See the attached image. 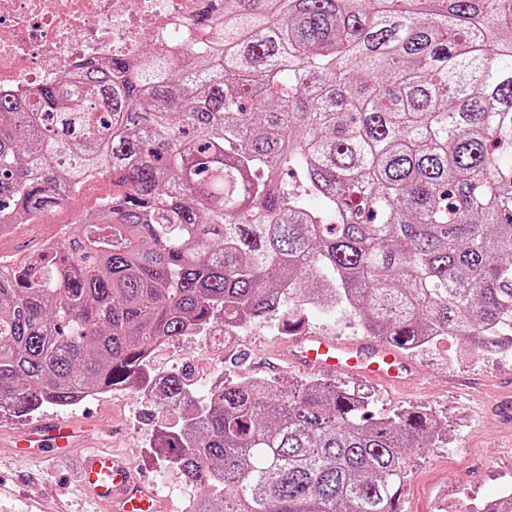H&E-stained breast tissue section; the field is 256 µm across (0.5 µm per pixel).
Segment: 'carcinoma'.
Segmentation results:
<instances>
[{
  "instance_id": "cac0c4a2",
  "label": "carcinoma",
  "mask_w": 512,
  "mask_h": 512,
  "mask_svg": "<svg viewBox=\"0 0 512 512\" xmlns=\"http://www.w3.org/2000/svg\"><path fill=\"white\" fill-rule=\"evenodd\" d=\"M147 49L0 94V224L112 192L41 263H0V405L152 384V348L330 300L368 336L512 349V0H204ZM321 205L312 207L310 198ZM325 380L163 378L151 447L191 512H399L421 406Z\"/></svg>"
}]
</instances>
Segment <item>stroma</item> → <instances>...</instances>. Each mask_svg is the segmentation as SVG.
Returning a JSON list of instances; mask_svg holds the SVG:
<instances>
[{
	"mask_svg": "<svg viewBox=\"0 0 512 512\" xmlns=\"http://www.w3.org/2000/svg\"><path fill=\"white\" fill-rule=\"evenodd\" d=\"M110 188V182L101 178L87 182L68 207L0 240V252L16 260L27 258L49 225L69 221L72 210L94 206ZM302 326L343 339L364 334L357 318L341 307L315 308L303 316ZM287 337L283 317L250 322L220 344L209 336H182L155 349L151 368L160 376L190 372L200 395L223 378L299 381L302 373L273 357ZM414 357L423 376L410 389L394 391L351 379L344 386L366 397L368 411L375 417L410 406L436 413L448 431V442L410 453L399 491L402 512H456L458 504L491 495L512 482V418L499 411L500 403L512 402V351L489 357L445 337L416 351ZM151 410L137 390L122 388L64 409L49 406L44 413L92 420L99 429L97 448L144 470L175 503L195 500V487L157 459L151 448ZM21 426L18 420L0 421V512H105L76 482V462L87 453V446L76 443L64 463L35 455L16 458L9 445L12 432Z\"/></svg>",
	"mask_w": 512,
	"mask_h": 512,
	"instance_id": "obj_1",
	"label": "stroma"
}]
</instances>
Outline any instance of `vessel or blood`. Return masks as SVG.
I'll return each instance as SVG.
<instances>
[{"mask_svg": "<svg viewBox=\"0 0 512 512\" xmlns=\"http://www.w3.org/2000/svg\"><path fill=\"white\" fill-rule=\"evenodd\" d=\"M280 359L307 373L341 375L351 379L403 388L421 372L419 363L394 344L374 339L341 340L303 333L289 339L278 351ZM83 429L57 417H46L24 429L14 442L22 449L36 443L40 453L65 460ZM82 488L109 512H176L172 501L159 494L133 465L109 455L92 453L79 465Z\"/></svg>", "mask_w": 512, "mask_h": 512, "instance_id": "1", "label": "vessel or blood"}]
</instances>
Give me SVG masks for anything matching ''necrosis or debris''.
Segmentation results:
<instances>
[{
  "label": "necrosis or debris",
  "mask_w": 512,
  "mask_h": 512,
  "mask_svg": "<svg viewBox=\"0 0 512 512\" xmlns=\"http://www.w3.org/2000/svg\"><path fill=\"white\" fill-rule=\"evenodd\" d=\"M200 0H0V89L22 96L106 54L178 56Z\"/></svg>",
  "instance_id": "1"
}]
</instances>
